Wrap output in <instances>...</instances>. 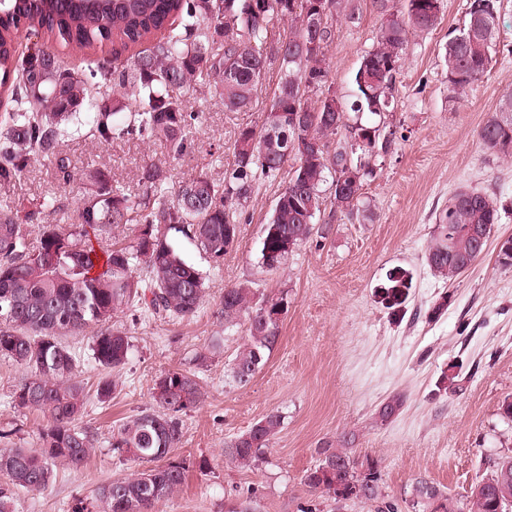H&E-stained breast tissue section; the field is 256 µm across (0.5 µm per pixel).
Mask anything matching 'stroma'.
I'll list each match as a JSON object with an SVG mask.
<instances>
[{"label": "stroma", "instance_id": "stroma-1", "mask_svg": "<svg viewBox=\"0 0 512 512\" xmlns=\"http://www.w3.org/2000/svg\"><path fill=\"white\" fill-rule=\"evenodd\" d=\"M469 0H443L442 22L410 37L397 75L395 107L363 122L381 125L382 150L376 176L363 187L366 212L353 216L322 210L320 234L299 246L274 272L261 265V240L287 171L259 179L237 245L213 261L184 244L188 261L206 275L205 302L190 319H140L117 314L115 326L132 343L128 362L103 369L92 358V338L69 336L84 381L87 406L79 421L96 444L81 467L56 465L43 492H19L17 512H68L76 500L92 503L101 487L139 471L137 462L113 452L112 434L124 421L152 407V388L165 370L195 373L204 396L183 415V435L173 459L185 462L186 480L154 512H229L251 499L257 512H332L334 503L303 482L322 451L347 441L359 469L374 466L398 512H413V486L424 479L454 504L465 503L489 473L493 460L512 454V421L501 416L512 399V267L500 265L497 244L512 237V159L487 153L476 138L500 96L512 91V0H499L503 25L490 68L467 95L448 94L443 66L450 31L463 27ZM358 26L336 24L328 51L329 79L337 95H348L352 79L380 25L373 0H356ZM278 65H270L249 109H225L214 87L198 85L184 95L187 110L200 114L190 151L173 158L158 142L115 139L100 144L76 132L63 152L72 168L103 167L113 183L141 194L142 172L165 169L171 185L205 174L224 180L233 163L230 146L243 126L261 124L277 85ZM462 186L496 195L505 212L480 260L455 280L432 277L425 265L435 229V213L450 192ZM80 182L61 184L49 162L27 161L15 179L0 182V201L35 212L30 237L55 223L44 199L57 198L74 210ZM412 277L401 311L392 312L378 296L388 274ZM244 284L256 298L288 294L279 343L267 363L244 387L226 375L229 361L246 339L245 326L224 328L214 312L226 287ZM451 301L438 317L430 311L442 295ZM223 349L197 363L215 340ZM457 376L458 387L439 391L442 374ZM22 367L0 359V429L5 448H37L45 416L18 408L12 390ZM115 381L109 402H99L100 379ZM401 395L403 406L381 421L383 403ZM283 417L265 458L241 468L224 458V443L267 414Z\"/></svg>", "mask_w": 512, "mask_h": 512}]
</instances>
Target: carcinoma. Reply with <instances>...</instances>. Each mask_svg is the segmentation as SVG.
<instances>
[{
  "label": "carcinoma",
  "mask_w": 512,
  "mask_h": 512,
  "mask_svg": "<svg viewBox=\"0 0 512 512\" xmlns=\"http://www.w3.org/2000/svg\"><path fill=\"white\" fill-rule=\"evenodd\" d=\"M404 11L392 22H381L375 40L353 77L352 101L344 103L331 91L310 103L307 90L328 82L326 52L343 17L359 23L356 8L345 0H123L102 20L83 9H63L58 0H40L22 15L0 16V87L7 88L11 111L0 122V181H10L31 156L55 163L60 180L71 174L61 155L65 139L87 126V134L101 143L131 136L159 141L174 157L193 145L199 113L185 110L183 93L199 84L215 87L226 109L240 111L253 101L271 61H279L280 78L268 112H304L302 127L266 116L259 127L239 129L232 144L234 163L224 183L206 175L185 179L169 190L168 173L150 167L142 173L145 190L131 195L112 184L109 174L95 166L82 168L84 193L76 209L62 210L54 198L44 206L59 215V223L43 224L36 240L23 230L19 210L0 203V358L28 371L13 392L21 408L47 414L39 434V448H0V512H16L20 490L41 492L53 481L52 463L64 460L81 465L94 438L77 426L86 409L79 363L62 343L67 334L93 332V359L104 368L126 364L132 344L125 331L112 325V316L129 307L152 317L189 318L201 308L204 273L185 259L179 239L193 241L218 262L237 243L240 217L252 202L256 182L276 176L291 164L288 182L277 197L261 241V264L273 271L313 235L330 185L331 212L352 215L366 211L363 187L375 177L370 149L354 146L368 139L375 126L359 114L378 113L385 91H395L412 33L426 32L441 22V10L431 0H404ZM328 7L325 25L312 57L302 45L312 37L311 19L317 7ZM288 24L278 46L270 47L271 32ZM40 31L47 39L73 51L105 42L126 50L147 44L126 66L76 74L65 68L60 53L37 47L15 56L14 43L23 29ZM500 31L497 0H470L463 31L445 46L448 91L455 97L482 81L492 61ZM375 72L383 86L363 81ZM136 103L127 110L126 100ZM341 112L338 124L325 113ZM345 139H335L340 131ZM309 138L315 151L286 159L288 144ZM484 150L512 157V92L504 94L489 119L477 130ZM351 152H346V149ZM362 165L359 187L338 186V166L344 154ZM500 221V203L487 192L460 187L436 212L435 230L426 251L431 274L452 281L460 274L459 260L477 261L474 229L493 231ZM134 224V241L112 242V230ZM288 312V294L256 303L244 286L224 289L216 311L227 327L247 324V341L233 357L229 376L245 386L265 365L280 338L275 309ZM166 386L169 397L153 398L155 406L126 420L112 436V447L147 465L142 472L103 486L92 511L78 501L73 512H153L184 482L185 466L171 459L182 439L180 416L200 402L195 375L173 368L154 386ZM283 423L277 412L268 414L246 432L225 443L224 456L243 467L264 459L270 441ZM360 483V502L372 512H395L373 468L357 469L346 448H327L320 463L304 476L310 489L329 496L339 488ZM420 512L431 505L446 506L448 496L424 479L413 486ZM512 509V456L472 492L465 512H509Z\"/></svg>",
  "instance_id": "obj_1"
}]
</instances>
